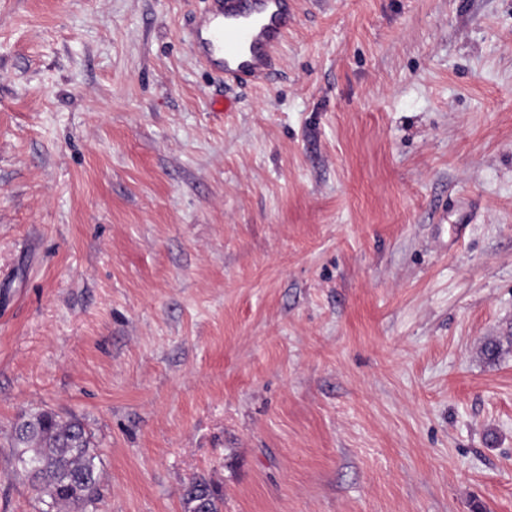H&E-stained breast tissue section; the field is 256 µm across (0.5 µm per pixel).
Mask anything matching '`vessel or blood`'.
<instances>
[{
    "label": "vessel or blood",
    "mask_w": 512,
    "mask_h": 512,
    "mask_svg": "<svg viewBox=\"0 0 512 512\" xmlns=\"http://www.w3.org/2000/svg\"><path fill=\"white\" fill-rule=\"evenodd\" d=\"M294 16L295 0H211L192 32L195 53L226 76L269 80Z\"/></svg>",
    "instance_id": "b4317fda"
}]
</instances>
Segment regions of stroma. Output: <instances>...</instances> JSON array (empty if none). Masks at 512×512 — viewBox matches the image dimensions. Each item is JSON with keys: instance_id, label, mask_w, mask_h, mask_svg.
<instances>
[{"instance_id": "obj_1", "label": "stroma", "mask_w": 512, "mask_h": 512, "mask_svg": "<svg viewBox=\"0 0 512 512\" xmlns=\"http://www.w3.org/2000/svg\"><path fill=\"white\" fill-rule=\"evenodd\" d=\"M205 0H0V512L17 416L99 512H512V0H297L266 83ZM14 426L12 448L15 469L36 486L53 504L52 512H96L100 498L101 470L95 443L83 424L75 418L63 422L46 410H31L19 416ZM18 418V419H19ZM20 429H22L20 431ZM98 460V463L96 462ZM186 512H220L223 499L207 481L201 479L191 483L182 494Z\"/></svg>"}]
</instances>
